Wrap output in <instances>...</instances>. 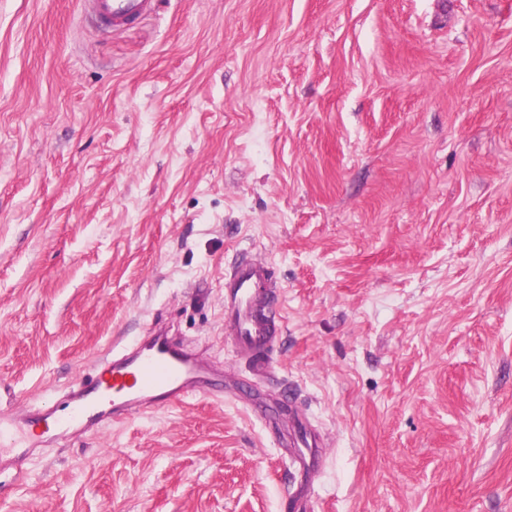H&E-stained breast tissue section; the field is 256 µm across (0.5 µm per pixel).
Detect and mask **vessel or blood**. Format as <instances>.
<instances>
[{
    "label": "vessel or blood",
    "instance_id": "1",
    "mask_svg": "<svg viewBox=\"0 0 512 512\" xmlns=\"http://www.w3.org/2000/svg\"><path fill=\"white\" fill-rule=\"evenodd\" d=\"M101 23L120 27L152 13L156 0H84ZM272 279L270 268L249 260L235 267L225 283L224 318L238 351L269 346L275 334L270 321L258 312L261 290ZM214 370L185 350L170 333L159 331L142 339L118 357L103 358L94 374L74 379L67 393L68 412L53 421L30 414L22 419L0 418V446L19 447L18 430L84 433L98 430L127 415L167 406L206 392ZM283 434L292 448L293 467L304 472L307 483L288 498L292 512H311L314 487L310 481L323 466L322 443L306 420L293 416Z\"/></svg>",
    "mask_w": 512,
    "mask_h": 512
}]
</instances>
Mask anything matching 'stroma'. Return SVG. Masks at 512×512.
<instances>
[{"instance_id":"obj_1","label":"stroma","mask_w":512,"mask_h":512,"mask_svg":"<svg viewBox=\"0 0 512 512\" xmlns=\"http://www.w3.org/2000/svg\"><path fill=\"white\" fill-rule=\"evenodd\" d=\"M271 268L264 377L224 323ZM169 325L224 395L51 441L0 512H512V0H0V413ZM157 0H84L104 25L114 28L146 16L155 10ZM283 438L288 437V446L294 448L292 454L293 467L304 472L308 481L289 494L288 503L291 512H311L314 487L311 479L323 467L322 443L319 437L309 428L307 421L295 415L288 419L284 426Z\"/></svg>"}]
</instances>
